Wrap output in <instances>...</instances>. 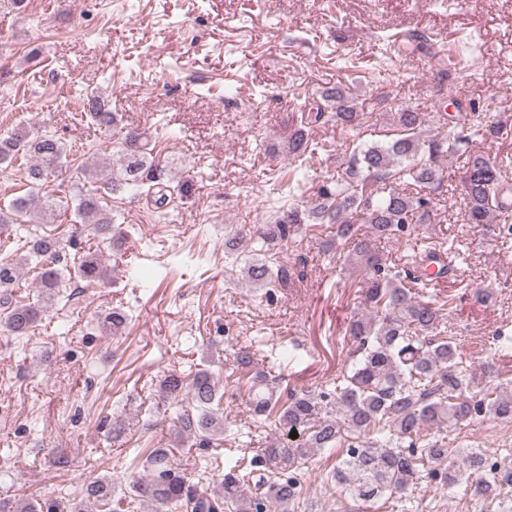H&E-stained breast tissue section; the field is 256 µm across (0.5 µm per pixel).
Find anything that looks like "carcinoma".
Listing matches in <instances>:
<instances>
[{
	"label": "carcinoma",
	"instance_id": "1",
	"mask_svg": "<svg viewBox=\"0 0 512 512\" xmlns=\"http://www.w3.org/2000/svg\"><path fill=\"white\" fill-rule=\"evenodd\" d=\"M321 99L313 108L300 105L283 146L295 163L317 149L309 137L311 128L332 122L355 131L369 119L338 86L323 91ZM82 104L99 125H117L97 93L86 95ZM454 108V113L443 114L433 135L424 130L425 114L399 108L382 139L357 145L344 175L319 185L310 202H292L275 211L271 223L244 224L224 239V252L254 255L246 275L256 288L277 287L284 247L319 224L333 226L336 260L360 271L363 314L352 318L345 331L342 368L320 387L284 391L283 374L256 370L245 348L236 353L235 370L247 386L245 403L252 420L247 427L224 420L223 394L209 370H172L160 380L159 393L178 405V434L200 446L209 447L226 434L237 443L242 436L251 440L252 428L260 425L288 435L297 432L295 443L288 446L273 435L252 456L225 459L224 478L209 492L191 482L167 450L156 449L147 474L132 477L123 495L112 479L101 478L85 486L78 502L68 497L44 504L1 501L0 512H136L145 504L155 512H295L306 464L322 451L336 457L331 481L344 485L362 505L382 499L409 512L417 485L431 477L443 486L464 482L472 496L497 504L499 512H512V467L490 461L475 448H458L443 434L445 428L460 430L488 415L512 421V392L479 387L480 374L463 361L459 344L448 335L444 306L429 295L431 282L463 275L467 257L444 239L426 242L417 234L419 226L431 223V194L448 180L443 161L477 135L506 140L512 131L508 123L489 120L470 104L457 101ZM117 135L114 155L74 168V239L88 234L112 245L124 238L125 229L112 223L101 199L125 189L136 192L148 182L156 186L164 175L146 132L130 128ZM19 158L26 161L28 191L0 206V235L30 212L37 222H48L56 201L48 197L35 210L31 205L67 163V149L53 136L22 126L0 137V164ZM462 169L465 221L485 225L503 244L511 242L512 165L469 150ZM88 183L101 188L87 190ZM14 238L15 256L0 258V288L17 282L33 259L38 261V297L44 301L58 295L67 275L89 283L108 281L96 251L75 255L63 265L60 240L32 234ZM392 242L407 245L396 259L387 251ZM42 312L38 302L17 304L3 293L0 331L26 336ZM511 353L512 337L493 333L484 350L488 376H498L495 357Z\"/></svg>",
	"mask_w": 512,
	"mask_h": 512
}]
</instances>
